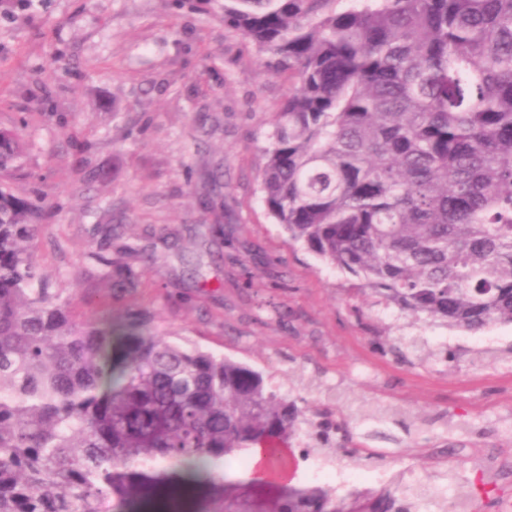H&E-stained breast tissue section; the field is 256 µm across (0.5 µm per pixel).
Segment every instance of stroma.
Masks as SVG:
<instances>
[{"label":"stroma","instance_id":"35a3bbf8","mask_svg":"<svg viewBox=\"0 0 512 512\" xmlns=\"http://www.w3.org/2000/svg\"><path fill=\"white\" fill-rule=\"evenodd\" d=\"M267 61L225 28L224 0H0V129L25 142L0 183L44 209L39 266L86 314L146 309L159 332L327 409L338 430L323 463L350 479L311 477L302 435L292 485L344 503L420 485L418 512H453L462 493L469 512H499L512 498V323L413 319L272 223L259 172L288 86ZM123 244L136 248L132 293L78 280L88 251Z\"/></svg>","mask_w":512,"mask_h":512}]
</instances>
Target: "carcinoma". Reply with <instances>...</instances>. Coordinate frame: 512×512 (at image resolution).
<instances>
[{"instance_id":"obj_1","label":"carcinoma","mask_w":512,"mask_h":512,"mask_svg":"<svg viewBox=\"0 0 512 512\" xmlns=\"http://www.w3.org/2000/svg\"><path fill=\"white\" fill-rule=\"evenodd\" d=\"M335 3L224 0V26L289 84L259 175L270 218L417 320L512 322V0ZM22 152L1 129L0 171ZM39 215L0 186V512H140L159 487L198 491L196 512H414L417 492L344 505L221 472L313 436V417L143 309L77 314L39 271ZM87 258L88 276L137 287L121 259Z\"/></svg>"}]
</instances>
